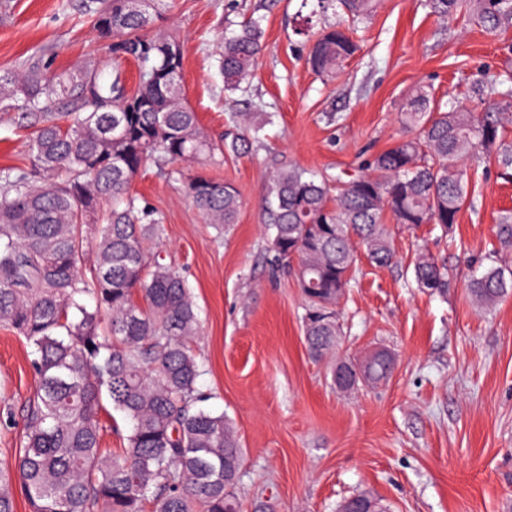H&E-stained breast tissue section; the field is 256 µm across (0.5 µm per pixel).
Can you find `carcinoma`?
Returning a JSON list of instances; mask_svg holds the SVG:
<instances>
[{
    "label": "carcinoma",
    "instance_id": "obj_1",
    "mask_svg": "<svg viewBox=\"0 0 512 512\" xmlns=\"http://www.w3.org/2000/svg\"><path fill=\"white\" fill-rule=\"evenodd\" d=\"M165 0H87L84 12L110 40L112 77L89 57L75 70L46 74L43 57L0 71V112L30 131L29 163L0 169V323L34 346L36 394L23 416V445L0 466V512H14L16 490L31 512H229L243 448L224 414L206 410L198 388L201 366L192 348L200 322L187 282L152 246L163 233L154 210L130 186L141 168L214 161L241 155L261 139L272 112H238L224 137L200 126L182 89L184 43L148 30ZM352 20L373 0H341ZM447 17L469 8L486 32L512 26V0H429ZM262 29L249 21L224 42V86L242 89L262 52ZM357 50L346 25L322 31L308 64L329 74ZM137 62L136 85L119 72ZM475 113L445 108L420 86L401 112L413 133L375 154L365 171L327 178L300 169L270 175L268 251L277 268L300 280L308 302L304 336L316 357L338 349L340 297L351 287L354 242L378 267L397 263L383 222L390 213L409 229L431 224L448 234L470 200L464 160L478 153L512 169V75L474 84ZM184 193L207 223H237L238 189L200 174L177 171ZM495 236L512 247V211L499 216ZM91 252L92 260L82 259ZM415 287L448 292L434 258L416 255ZM481 307L512 293V271L490 264L470 282ZM338 388L391 376L370 357L360 367L338 361ZM130 425L121 448L101 446L103 400Z\"/></svg>",
    "mask_w": 512,
    "mask_h": 512
}]
</instances>
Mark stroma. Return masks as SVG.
<instances>
[{"label":"stroma","mask_w":512,"mask_h":512,"mask_svg":"<svg viewBox=\"0 0 512 512\" xmlns=\"http://www.w3.org/2000/svg\"><path fill=\"white\" fill-rule=\"evenodd\" d=\"M82 3L0 0V70L35 54L59 70L108 55ZM342 18L317 0H167L159 22L185 43L183 87L209 133H223L235 112L275 115L249 155L194 166L239 190L238 222L226 230L206 224L178 175L154 163L132 184L140 204L162 215L159 247L198 306L199 387L243 448L240 512H337L361 492L389 512H512V296L483 309L469 294L488 250L512 268V248L493 247L497 218L512 210V179L495 162L469 159L473 202L452 233L391 223L397 264L359 259L338 306L339 355L390 351L396 368L379 387L339 391L327 360L311 357L305 298L289 272L272 271L265 239L272 172L293 166L332 180L359 170L400 138V114L420 85L480 111L465 94L474 81L512 73V29L490 36L468 12L443 20L427 0H376L358 26L359 51L335 74L317 75L310 38ZM251 19L263 50L244 91L231 92L219 54ZM421 250L444 268L447 295L414 287L410 262ZM32 351L0 325V464L21 445L37 383Z\"/></svg>","instance_id":"35a3bbf8"}]
</instances>
